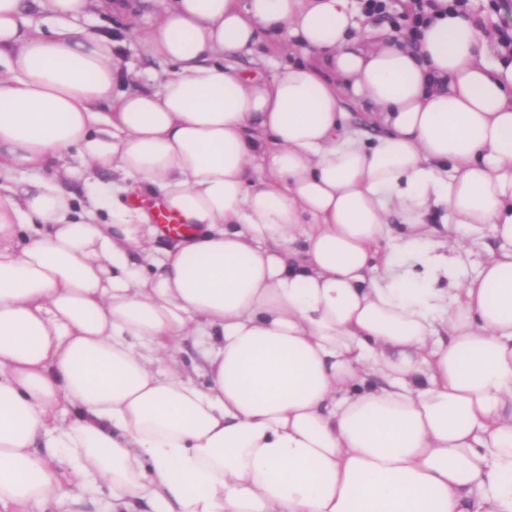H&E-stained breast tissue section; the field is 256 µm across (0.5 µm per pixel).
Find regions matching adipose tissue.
<instances>
[{"instance_id": "1", "label": "adipose tissue", "mask_w": 512, "mask_h": 512, "mask_svg": "<svg viewBox=\"0 0 512 512\" xmlns=\"http://www.w3.org/2000/svg\"><path fill=\"white\" fill-rule=\"evenodd\" d=\"M39 2L45 29L0 0V512L91 486L112 512H512V64L488 25L440 12L405 46L351 0ZM95 9L164 76L124 71ZM279 30L303 63L225 66ZM345 93L382 134L350 133ZM90 171L120 180L85 202L65 185ZM124 179L188 232L157 247ZM82 27L84 30H92L99 33H109L114 39L119 41H122L125 38L123 26L115 23L114 18L112 21V16H105L101 13L96 15L94 18L84 22Z\"/></svg>"}]
</instances>
